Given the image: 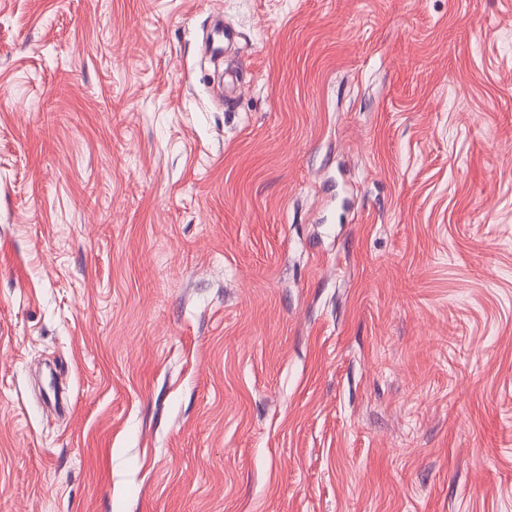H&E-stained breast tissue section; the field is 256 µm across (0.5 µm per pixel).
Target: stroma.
Masks as SVG:
<instances>
[{
	"label": "stroma",
	"instance_id": "1",
	"mask_svg": "<svg viewBox=\"0 0 512 512\" xmlns=\"http://www.w3.org/2000/svg\"><path fill=\"white\" fill-rule=\"evenodd\" d=\"M0 512H512V0H0Z\"/></svg>",
	"mask_w": 512,
	"mask_h": 512
}]
</instances>
